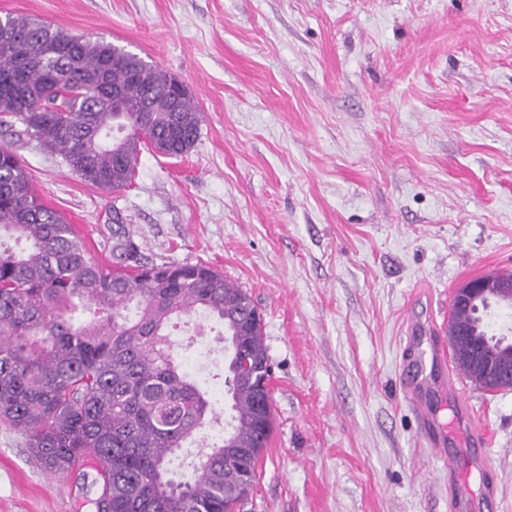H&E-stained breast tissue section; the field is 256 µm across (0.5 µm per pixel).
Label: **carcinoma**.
I'll list each match as a JSON object with an SVG mask.
<instances>
[{
    "label": "carcinoma",
    "instance_id": "1",
    "mask_svg": "<svg viewBox=\"0 0 512 512\" xmlns=\"http://www.w3.org/2000/svg\"><path fill=\"white\" fill-rule=\"evenodd\" d=\"M167 73L104 40L43 21L0 16V132L37 142L68 169L107 190L133 181L152 147L183 155L199 134L189 93L167 89ZM125 112H116L112 93ZM92 317L75 322L78 307ZM244 289L202 264L152 263L123 225L112 232L111 264L88 256L74 225L32 191L31 174L0 147V417L27 437L55 474L90 463L91 512H239L273 429L263 325ZM204 312L250 363L225 371L231 439L207 385L175 352L174 321ZM198 443L194 476L169 475L177 452Z\"/></svg>",
    "mask_w": 512,
    "mask_h": 512
}]
</instances>
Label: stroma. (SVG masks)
<instances>
[{
    "instance_id": "stroma-1",
    "label": "stroma",
    "mask_w": 512,
    "mask_h": 512,
    "mask_svg": "<svg viewBox=\"0 0 512 512\" xmlns=\"http://www.w3.org/2000/svg\"><path fill=\"white\" fill-rule=\"evenodd\" d=\"M183 81L193 148L143 150L118 193L20 147L34 193L107 263L124 225L162 264L203 263L260 309L274 430L243 512H448V466L400 384L407 328L512 271V0H0ZM223 325H178L224 404ZM512 512V389L456 381ZM0 420V512H87Z\"/></svg>"
}]
</instances>
